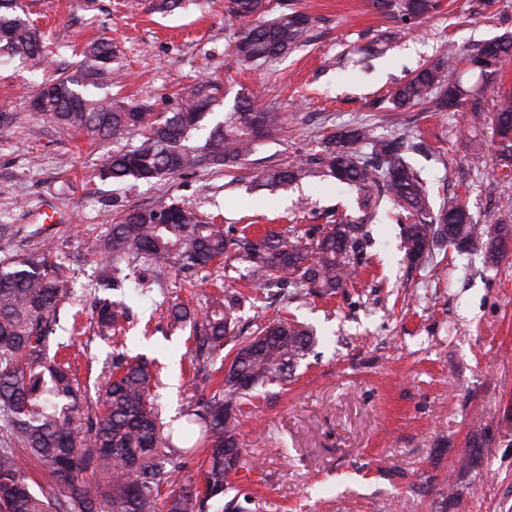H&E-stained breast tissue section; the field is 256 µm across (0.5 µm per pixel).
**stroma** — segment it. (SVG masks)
<instances>
[{"mask_svg": "<svg viewBox=\"0 0 512 512\" xmlns=\"http://www.w3.org/2000/svg\"><path fill=\"white\" fill-rule=\"evenodd\" d=\"M51 48L48 66L0 62V259L51 246L72 280L49 337L67 344L72 372L89 396L119 358H146L161 373L153 393L165 423L177 425L192 396L209 393L207 372L192 366L189 331H172L174 303L201 311L205 297L242 292L244 335L288 317L315 337L287 385L259 390L243 404L238 440L245 464L238 492L253 512H512V256L491 266L483 253L438 249L409 265L397 249L399 226L369 224L367 261L334 296L248 285L233 257L186 277L136 262L124 287L108 291L130 319L111 337L92 328L98 266L93 249L127 208L161 195L198 209L234 235L295 233L316 239L354 195L336 182L256 190L260 172L310 157L330 132L373 123L384 135L420 143L409 161L435 201L458 197L484 224L512 218V176L472 162L493 157L491 115L394 112L389 90L448 44L474 46L512 36V0L481 9L474 0H441V9L402 34L370 64L356 50L392 32L370 0H287L312 19L311 39L269 66L247 70L233 54L238 21L224 0H188L161 14L151 0H26ZM111 38L127 78L124 95L168 111L176 92L215 74L230 90L259 87L284 113L280 131L260 139L239 168L201 169L157 183L101 179L111 142L87 132L60 134L31 107L30 89L75 63L73 46ZM146 287H137L138 279Z\"/></svg>", "mask_w": 512, "mask_h": 512, "instance_id": "1", "label": "stroma"}]
</instances>
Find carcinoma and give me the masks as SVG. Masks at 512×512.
Returning <instances> with one entry per match:
<instances>
[{
    "label": "carcinoma",
    "mask_w": 512,
    "mask_h": 512,
    "mask_svg": "<svg viewBox=\"0 0 512 512\" xmlns=\"http://www.w3.org/2000/svg\"><path fill=\"white\" fill-rule=\"evenodd\" d=\"M378 11L410 30L440 7L439 0H372ZM226 11L248 20L237 31L233 50L244 66H267L308 42L311 18L272 0H227ZM40 31L26 16L22 0H0V58L39 62L45 58ZM512 55V39H496L471 51L449 49L397 84L388 102L398 112L433 105L452 111L463 106L478 115L500 79V63ZM79 64L32 90L31 104L62 132L86 129L116 148L101 162L99 176L124 183L155 180L209 168H234L253 153L256 141L279 130L283 115L259 92L237 93L230 111L213 123L205 119L224 101V84L215 77L197 80L166 112L135 99L115 98L122 67L112 40L102 37L80 51ZM492 134L493 165L512 170V94L497 100ZM411 145L367 125L330 135L311 158L271 167L261 187H286L311 178H332L357 194L360 215L341 220L316 241L268 233L257 241L233 238L195 210L159 197L151 207L124 211L100 244L98 286L121 288L135 259L162 271L173 264L196 273L234 251L244 250L247 277L259 288H292L333 296L353 280L363 263L365 221L379 213L402 225L399 249L410 263L445 243L459 253L480 250L497 263V232L512 235V224H482L468 206L452 199L434 206L420 174L407 162ZM69 280L49 248L15 253L0 261V512H159L162 487L170 488L165 512H251L235 499L224 500L241 468L238 414L242 401L259 387L288 381L313 345L296 321L262 324L232 348L221 364L217 389L184 411L177 430L164 429L151 399L154 373L145 360L118 363L98 390L101 414L81 419L89 405L66 362L48 354L46 340ZM238 301L210 296L202 323L194 327L195 359L211 366L224 344L237 337ZM98 334L110 336L127 320L121 301L96 303ZM169 324L181 329L190 310L168 308ZM22 447L53 479L55 488L35 490L17 463ZM207 455L203 488L187 473L197 449ZM104 472L102 482L87 479Z\"/></svg>",
    "instance_id": "cac0c4a2"
}]
</instances>
